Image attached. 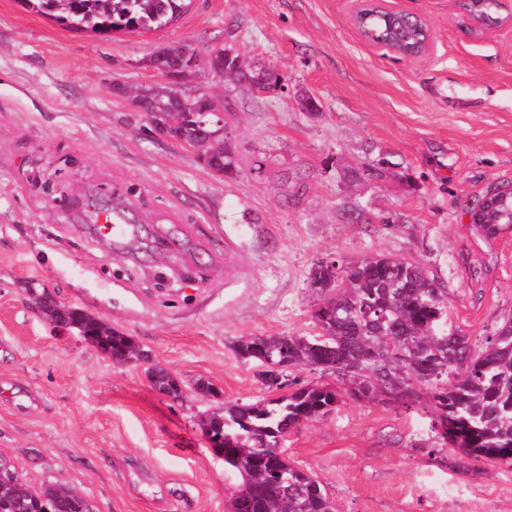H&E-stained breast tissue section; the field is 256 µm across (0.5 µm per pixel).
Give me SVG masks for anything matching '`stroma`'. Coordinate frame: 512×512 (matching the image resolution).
Returning <instances> with one entry per match:
<instances>
[{
	"label": "stroma",
	"instance_id": "1",
	"mask_svg": "<svg viewBox=\"0 0 512 512\" xmlns=\"http://www.w3.org/2000/svg\"><path fill=\"white\" fill-rule=\"evenodd\" d=\"M386 3L429 21L428 53L367 45L355 0H191L163 29L106 35L0 0V455L30 487L75 488L95 512H226L240 479L200 421L266 392L238 337L314 334L323 258L421 263L447 294L449 329L477 343L512 309V231L469 224L489 190L512 189V22L474 32L458 0ZM173 42L281 78L265 95L194 80L224 112L230 174L113 92L160 82L146 58ZM58 176L74 200L110 189L137 234L112 241L57 206L39 182ZM35 292L147 360L120 364L79 330H53ZM155 362L182 401L152 386ZM200 379L215 396L194 392ZM429 424L422 402L347 398L282 446L335 512H512V468L454 470L453 454L428 453Z\"/></svg>",
	"mask_w": 512,
	"mask_h": 512
}]
</instances>
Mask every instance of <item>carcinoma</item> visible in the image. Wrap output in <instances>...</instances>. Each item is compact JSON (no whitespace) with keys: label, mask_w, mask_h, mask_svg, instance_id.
<instances>
[{"label":"carcinoma","mask_w":512,"mask_h":512,"mask_svg":"<svg viewBox=\"0 0 512 512\" xmlns=\"http://www.w3.org/2000/svg\"><path fill=\"white\" fill-rule=\"evenodd\" d=\"M38 12L80 31L106 34L117 30H156L174 21L188 0H29ZM471 16L493 24L500 20L497 0L466 4ZM222 63L235 79H270L266 71ZM138 96L168 104L172 90L162 84L140 88ZM176 132L190 143L202 130L214 134L216 118L201 101L177 107ZM476 233L495 237L512 229V196L498 190L471 211ZM310 287L318 300L311 319L313 336L249 335L236 340L246 359L269 354L290 367H313L336 375L340 386L306 384L278 398L260 397L249 404L224 403L203 424L224 432V464L241 482L227 512H334L323 486L288 462L283 434L323 416L344 398L371 401L381 389L395 400L423 396L431 412L436 451L465 460L512 464V312L502 315L481 346L460 331L444 329L447 295L420 263L385 255L367 257L336 272L317 264ZM48 319L65 317L87 330L112 337L119 360L139 359L143 350L100 319L69 310L51 297L43 300ZM154 386L173 400L184 397L169 371L153 365ZM94 512L91 501L68 487L43 482L34 493L0 480V512Z\"/></svg>","instance_id":"1"}]
</instances>
